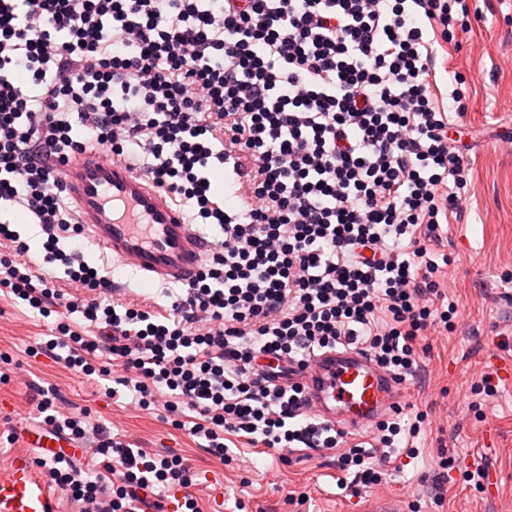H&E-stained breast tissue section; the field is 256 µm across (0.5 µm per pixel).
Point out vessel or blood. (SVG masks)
Listing matches in <instances>:
<instances>
[{"instance_id":"obj_1","label":"vessel or blood","mask_w":512,"mask_h":512,"mask_svg":"<svg viewBox=\"0 0 512 512\" xmlns=\"http://www.w3.org/2000/svg\"><path fill=\"white\" fill-rule=\"evenodd\" d=\"M63 182L77 224L138 281L188 283L214 246L167 193L124 160L90 154L67 165ZM299 378L307 387L309 413L348 427L376 421L401 394L399 383L357 349L313 357ZM18 437L23 449L0 473V512H57L29 451L38 449L49 466L71 454L73 442L37 426Z\"/></svg>"}]
</instances>
